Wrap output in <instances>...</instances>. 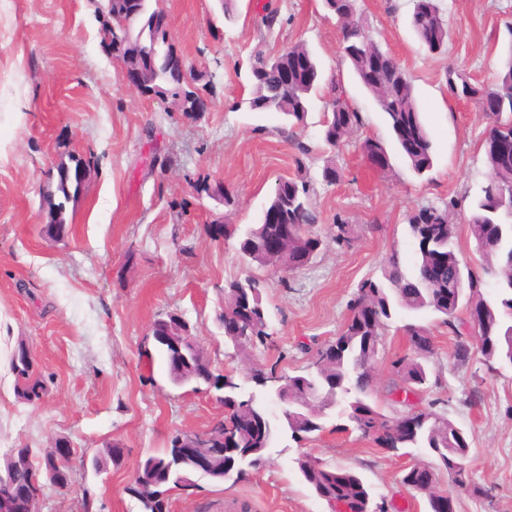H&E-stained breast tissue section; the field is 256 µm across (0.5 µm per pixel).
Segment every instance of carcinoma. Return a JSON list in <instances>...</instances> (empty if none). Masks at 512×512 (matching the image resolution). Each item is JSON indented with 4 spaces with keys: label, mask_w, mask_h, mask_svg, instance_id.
<instances>
[{
    "label": "carcinoma",
    "mask_w": 512,
    "mask_h": 512,
    "mask_svg": "<svg viewBox=\"0 0 512 512\" xmlns=\"http://www.w3.org/2000/svg\"><path fill=\"white\" fill-rule=\"evenodd\" d=\"M324 2L341 23L340 61L353 69L386 115L398 151L410 170L419 177L429 174L434 166L433 142L421 119L410 75L369 35L357 0ZM149 8V0H103L98 7V16L105 17L102 23L103 37L114 38L112 49L127 55L135 48L125 42H115L117 35L114 27L118 26L120 19H129L140 26L143 41L153 52L156 68L154 85L161 89L160 95L180 98L183 111L192 112L193 92L172 74V49L166 47L167 35L153 31L143 22L145 16L151 15ZM279 24V9L266 4L259 18V26L271 32ZM411 25L428 52L436 54L447 49L450 31L437 0H413ZM291 49L310 59L308 76L288 88H282L277 81V71L288 65V53L281 51L272 56L256 54L249 60V105L253 111L283 114L286 123L279 128V133L299 156L307 158L312 148L302 140V135L313 97L320 92L321 72L306 44L297 43ZM375 54L383 55L385 67L378 76L372 77L367 70L369 60ZM445 80L452 95L484 101L491 109L488 113L490 123L483 141L489 175L472 207L468 224L476 250L482 258L481 268L497 271L495 297L485 295L483 288L486 281L467 267L456 252V227L449 222V215L457 207V202L450 199L442 206L419 207L409 221L416 254L413 272L408 274L403 271L398 255L393 253L382 267L383 280L367 278L360 282L349 303L345 323L334 339L316 349L310 371L285 376L277 373L276 366H271L265 370L272 386L266 398L252 392L239 395L232 389L226 390L225 397L236 399L237 406L234 414L216 420L213 426L222 425L224 432L235 437L234 448L224 464L235 465L236 480H241L247 469H256L267 461L275 435L286 431L291 440H297L293 423L282 415L269 420L268 435L263 441L232 429L235 415L245 410L265 414L268 404L275 400V387L284 384L288 385V394L294 398L319 393L330 404L342 407V414L354 424L361 436L372 440L380 448L395 454L411 448L429 453L439 471L454 470L457 460L469 454L470 443L465 431L432 409L422 410L420 417L423 422L415 433L392 432L395 417L385 413L371 396L370 370L374 347L382 341L387 321L398 308L407 312L425 310L439 318L441 324L448 328V333L456 338L454 359L464 363L470 358L471 351L466 344L465 322L459 318L458 312L469 302L480 304L486 310L484 347L480 354L490 365L512 361L506 354L508 343L512 342V214L502 209L499 203L500 194L512 189V157L504 158L494 145L500 128L512 129V51L498 69L494 83L487 87L472 85L462 71L451 65L445 71ZM361 127V113L347 102L339 87L332 86L325 102L320 140L326 146L338 149ZM83 168L84 162L77 160L74 165L58 173L56 193L62 201L51 204V220L45 225V232L51 237L56 235L58 227L65 225V203L77 198ZM268 206L279 208L284 214L285 223L293 228L288 237V264L300 270L308 266L312 252L303 236L315 235L313 225L317 221L308 183L294 178L279 179ZM280 229L279 224L261 222L250 227L238 241V253L251 272L225 285L224 306L231 309L240 298L249 300L253 306L252 317L242 323L238 335L229 338L238 349L265 346L270 338L262 298L265 282L254 270L269 269L274 259H256L253 254L262 240L279 235ZM350 234L347 221L336 219L333 242L338 246L348 245ZM431 260L438 262L439 273L435 283L429 286L421 282L420 269ZM441 291L453 298L460 294L462 299L458 304L452 302L446 307L441 306L436 302V294ZM367 305L377 310L378 322L374 326L362 323L357 316V312ZM393 372L395 378L389 385L392 395L403 392L420 396L438 384L425 353L411 352L398 357L393 362ZM18 376L22 378L19 395L28 401L40 399L44 385L34 376L33 364H28ZM172 452L173 447L169 446L139 462L137 479L142 487L151 483L156 470L170 462ZM296 464L308 487L314 493L334 500L337 512H364L367 502L373 500L370 487L352 469L329 467L304 453L296 458ZM42 466L43 461L37 462L32 456L26 464L14 470H0V484L27 487L36 479ZM454 485L483 499L494 497L493 488L471 483L466 472L457 473Z\"/></svg>",
    "instance_id": "carcinoma-1"
}]
</instances>
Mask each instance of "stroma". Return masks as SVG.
Here are the masks:
<instances>
[{
    "mask_svg": "<svg viewBox=\"0 0 512 512\" xmlns=\"http://www.w3.org/2000/svg\"><path fill=\"white\" fill-rule=\"evenodd\" d=\"M257 0H233L226 20L221 0H160L167 42L197 76L203 111H179L172 101L142 94L119 76L120 57L102 41L101 0H0V456L12 448L43 453L65 438L79 455L106 458L119 444L118 463L103 471L73 463L66 488L46 486L39 512H141L127 486L145 455L167 448L175 433L200 431L223 417L206 388L174 386L150 336L154 321L177 312L193 326L215 368L245 382L252 370H303L310 351L332 340L348 316L357 284L380 278L398 254L405 272L415 263L409 218L420 206L456 199L460 259L478 262L469 232L471 204L485 182L481 147L488 120L470 101L451 97L444 80L455 64L475 84H490L512 49V0H439L451 39L445 54L424 50L410 27L412 0H359L372 38L414 80L423 122L435 151L428 178L399 156L383 171L358 147L371 137L393 140L385 117L353 71L339 62V28L323 0H276L282 23L257 25ZM305 43L324 80H335L363 125L334 151L318 138L323 110L314 99L304 139L312 159L278 133L283 117L250 112L248 62L256 51ZM90 160L77 200L66 205L69 236L46 235L47 172L59 160ZM342 172L322 178L325 163ZM304 175L327 234L337 218L353 229L351 247L324 242L312 263L281 284L267 271L264 305L272 338L241 351L224 337L218 315L224 285L244 276L233 236L214 239L213 224L244 229L259 223L279 178ZM223 187L233 206L201 192ZM416 321L430 330V365L439 383L420 407L437 409L470 443L471 480L494 488V502L455 489L446 472L436 488L452 493L456 512H512V368L486 364L480 353L453 358L455 338L427 312L396 310L372 362L373 398L385 411L392 363L409 352L403 330ZM27 349L45 385L41 399L17 393L11 360ZM480 403L465 404L470 391ZM336 419L304 447L279 438L270 458L235 484L198 478L193 494H173L167 512H329L297 475L307 452L332 467L359 472L388 512H425L422 495L401 483L404 469L430 463L423 451L398 456L377 448ZM91 509H84V502Z\"/></svg>",
    "mask_w": 512,
    "mask_h": 512,
    "instance_id": "1",
    "label": "stroma"
}]
</instances>
